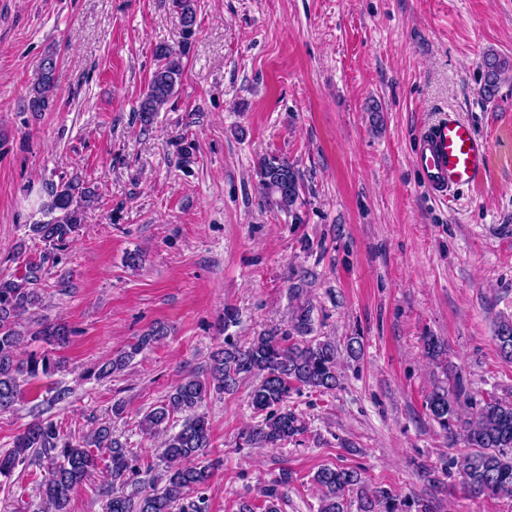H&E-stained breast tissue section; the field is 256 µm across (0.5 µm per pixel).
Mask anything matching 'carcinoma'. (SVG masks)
Listing matches in <instances>:
<instances>
[{"label":"carcinoma","instance_id":"1","mask_svg":"<svg viewBox=\"0 0 512 512\" xmlns=\"http://www.w3.org/2000/svg\"><path fill=\"white\" fill-rule=\"evenodd\" d=\"M179 15L183 45L174 49L167 44L155 47L158 64L152 72L138 107L142 126L149 127L155 116L171 102L183 79V58L195 34L197 0H172ZM482 93L496 95L507 63L497 56L484 59ZM56 60L46 55L39 63L36 79L28 92L24 110L46 112L54 104ZM258 184L267 200L288 214L296 224L304 199L300 175L288 158L269 155L256 169ZM39 213L46 217L28 225L31 235L58 250L79 235L87 219V210L95 191L74 178L52 183ZM43 264L30 263L21 276L0 275V412L14 409L20 400L21 383L47 375L56 368L49 356L23 360L18 357L22 334L18 321L42 302L35 288ZM313 332L312 307L298 306L288 329L259 336L247 346L224 337V349L213 354L209 376L203 381L195 375L183 378L159 405L141 421L147 431L166 429L176 414L183 415L180 429L167 435L157 450L165 465L164 474L147 487L127 491L129 474L136 471L137 456L103 422L89 436L73 441L57 424L44 420L28 424L14 440L13 448L0 454V477H10L18 466L35 464L44 470L39 483L44 512H69L74 490L90 475L103 471L107 512H209L204 488L210 477L209 464L200 458L211 446L210 430L204 417L197 414L208 390L221 394L236 388L245 378L259 382L250 393L251 405L264 418L242 431L245 443L257 448H277L301 434L305 426L288 410L290 394L302 389L327 392L339 386L338 347L330 341L310 339ZM35 335L50 346L63 345L69 329L61 322L47 323ZM164 335L162 327H153L139 336L129 350L115 354L96 372L99 379L124 370L143 349ZM499 356L512 363V318L499 321L495 330ZM448 387H438L426 397V409L442 432L461 435L469 448L456 462L464 488L471 494L512 500V400L493 395L475 399L467 389L460 370L444 366ZM475 408L463 419L462 406ZM291 476L282 471L278 478L259 489L262 512H280L279 502ZM322 492L318 512H432L427 500L400 498L392 490L370 488L354 468L323 465L313 475Z\"/></svg>","mask_w":512,"mask_h":512}]
</instances>
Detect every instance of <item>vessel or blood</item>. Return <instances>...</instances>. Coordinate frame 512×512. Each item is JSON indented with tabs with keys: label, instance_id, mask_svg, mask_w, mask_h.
Here are the masks:
<instances>
[{
	"label": "vessel or blood",
	"instance_id": "vessel-or-blood-1",
	"mask_svg": "<svg viewBox=\"0 0 512 512\" xmlns=\"http://www.w3.org/2000/svg\"><path fill=\"white\" fill-rule=\"evenodd\" d=\"M489 142L452 113H440L418 134L413 162L429 193L442 200L480 184L488 171Z\"/></svg>",
	"mask_w": 512,
	"mask_h": 512
}]
</instances>
